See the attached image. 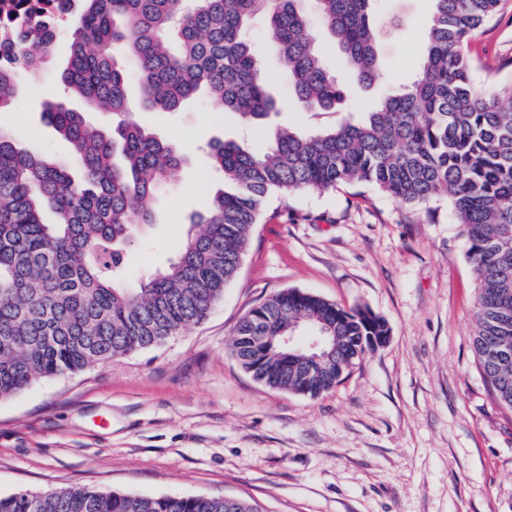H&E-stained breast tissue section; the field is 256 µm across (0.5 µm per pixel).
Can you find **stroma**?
Listing matches in <instances>:
<instances>
[{
    "label": "stroma",
    "instance_id": "obj_1",
    "mask_svg": "<svg viewBox=\"0 0 512 512\" xmlns=\"http://www.w3.org/2000/svg\"><path fill=\"white\" fill-rule=\"evenodd\" d=\"M432 10L431 0H388L400 29L379 43L383 86L414 78ZM251 35L286 103L275 123L309 130L315 121L292 96L272 30L258 20ZM67 47L60 34L37 72L22 74V100L0 114V129L63 163L69 149L40 111L66 93ZM469 54L476 83H512V0ZM138 119L189 162L127 251L131 279L177 256L190 217L222 184L209 141H270L203 97ZM467 249L444 198L411 207L365 184L268 197L237 278L206 319L163 345L0 400V494L85 487L236 497L260 512H512V410L473 352ZM286 289L372 311L390 328L387 343L322 396L265 387L226 348L243 316Z\"/></svg>",
    "mask_w": 512,
    "mask_h": 512
}]
</instances>
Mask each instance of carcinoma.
I'll return each instance as SVG.
<instances>
[{
	"label": "carcinoma",
	"instance_id": "cac0c4a2",
	"mask_svg": "<svg viewBox=\"0 0 512 512\" xmlns=\"http://www.w3.org/2000/svg\"><path fill=\"white\" fill-rule=\"evenodd\" d=\"M0 0V112L23 96L19 71L50 53L59 22L75 18L64 85L42 119L65 139L76 167L0 133V399L34 383L159 346L205 319L236 278L268 195L368 184L405 205L439 196L468 243L477 280L473 350L498 403L512 409V85L497 92L471 77L465 48L501 0H433L415 79L384 92L369 112L314 49L313 24L371 85L379 76L383 0ZM264 17L301 107L338 114L311 132L276 130L268 147L208 145L224 175L208 208L191 217L179 254L126 286V245L154 221L181 148L126 118L137 64L140 105L178 112L202 91L260 125L282 102L269 91L249 23ZM89 112H110L106 131ZM338 325L350 347L315 362L288 357L279 337ZM389 335L368 310H346L288 289L252 308L229 355L269 388L318 397ZM259 336L273 340L258 342ZM0 512H259L210 495L146 496L69 488L0 495Z\"/></svg>",
	"mask_w": 512,
	"mask_h": 512
}]
</instances>
